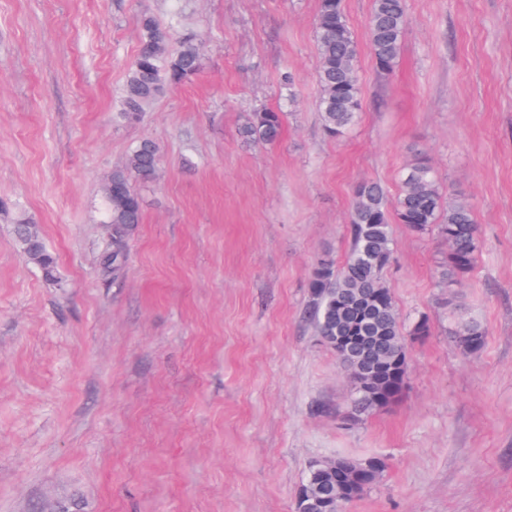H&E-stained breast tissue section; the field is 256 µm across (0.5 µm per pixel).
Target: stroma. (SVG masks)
Masks as SVG:
<instances>
[{"label":"stroma","mask_w":512,"mask_h":512,"mask_svg":"<svg viewBox=\"0 0 512 512\" xmlns=\"http://www.w3.org/2000/svg\"><path fill=\"white\" fill-rule=\"evenodd\" d=\"M363 109L318 112V0H0V512H295L311 460L377 457L346 512H512V0H407L394 70L372 61V0H343ZM149 14L194 37L201 68L136 121L122 90ZM292 73L296 101L280 84ZM263 108L281 140L246 143ZM142 222L106 281L103 192L132 148ZM427 158L479 227L457 290L484 324L461 354L438 264L448 244L393 225L384 275L407 348L401 399L347 420L351 385L309 315V278L343 261L354 188ZM34 219L60 283L20 252ZM286 113L278 109L252 112L239 127V135L245 141L275 144L283 134Z\"/></svg>","instance_id":"obj_1"}]
</instances>
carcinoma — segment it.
I'll use <instances>...</instances> for the list:
<instances>
[{
  "mask_svg": "<svg viewBox=\"0 0 512 512\" xmlns=\"http://www.w3.org/2000/svg\"><path fill=\"white\" fill-rule=\"evenodd\" d=\"M406 0H373L367 21L372 60L379 72L390 73L397 61L408 28ZM142 39L129 68L123 93L125 119L131 120L157 97L165 86L191 80L200 69V52L194 38L177 40L172 30L153 17L140 19ZM320 86L318 109L325 133L333 138L346 135L356 124L362 109L358 77V45L346 17L342 0H319L315 22ZM286 113L263 109L251 113L239 127L245 141L274 144L283 134ZM159 145L149 139L130 152L125 165L112 171V185L122 198L104 197L105 223L112 227V250L102 256L103 269L118 280L128 261L127 240L141 223L142 201L134 190L136 182H150L158 173ZM403 224L416 235L437 234L448 241V256L441 264V283L451 289L474 268L479 250L478 227L472 210L465 205L444 206L443 195L433 166L424 158L408 165L402 174L400 193L388 205L382 187L375 182L359 185L353 194L349 219L350 250L344 264L336 266L328 255L315 263L309 280L311 316L320 336H362L369 350H357L353 357L372 367H382L402 359L407 337L427 336L428 319L418 317L405 325L392 294L383 282V273L393 259L391 223ZM15 238L23 254L41 268L45 277L59 281L55 257L47 250L38 226L20 217ZM458 349L471 354L485 344L486 330L475 319L460 317L451 328ZM406 375L380 383L388 390L390 402L402 397ZM387 407L376 393L351 381L349 408L364 419ZM344 458L336 459V477L325 479L310 471L311 484L328 495L342 493L345 483L354 480L341 469ZM385 462L377 459L375 474L360 480L346 496L348 505L372 488L380 479Z\"/></svg>",
  "mask_w": 512,
  "mask_h": 512,
  "instance_id": "cac0c4a2",
  "label": "carcinoma"
}]
</instances>
